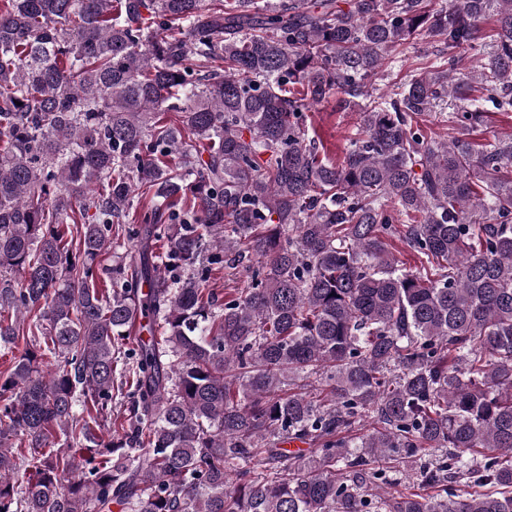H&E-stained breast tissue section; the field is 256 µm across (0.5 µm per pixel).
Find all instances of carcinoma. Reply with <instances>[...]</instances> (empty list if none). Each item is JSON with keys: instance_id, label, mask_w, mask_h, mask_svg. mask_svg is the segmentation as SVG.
Instances as JSON below:
<instances>
[{"instance_id": "carcinoma-1", "label": "carcinoma", "mask_w": 512, "mask_h": 512, "mask_svg": "<svg viewBox=\"0 0 512 512\" xmlns=\"http://www.w3.org/2000/svg\"><path fill=\"white\" fill-rule=\"evenodd\" d=\"M423 38L444 56L377 91ZM333 95L362 111L336 163L304 116ZM491 112L512 0H0V354L26 340L0 512H512ZM121 238L162 256L106 265ZM252 259L247 287H206ZM390 470L404 490L368 498Z\"/></svg>"}]
</instances>
